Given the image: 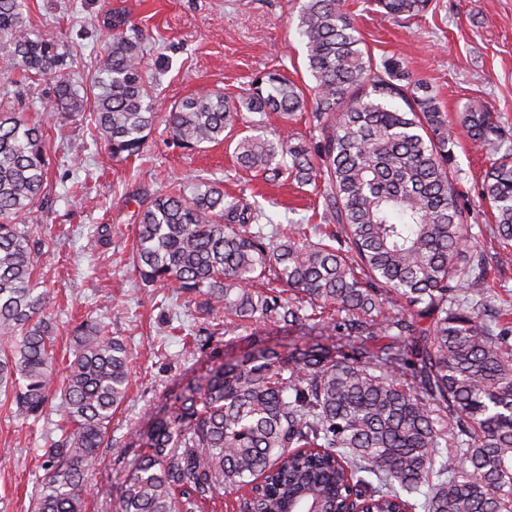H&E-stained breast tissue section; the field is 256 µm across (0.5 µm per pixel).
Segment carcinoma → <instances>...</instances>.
Segmentation results:
<instances>
[{
  "label": "carcinoma",
  "mask_w": 512,
  "mask_h": 512,
  "mask_svg": "<svg viewBox=\"0 0 512 512\" xmlns=\"http://www.w3.org/2000/svg\"><path fill=\"white\" fill-rule=\"evenodd\" d=\"M429 2L376 0L392 19L417 17ZM26 11V0H0V49L28 71L60 74L70 63L57 38L33 32ZM103 24L112 42L94 121L112 156L137 157L161 103L128 19ZM296 32L310 93L271 69L237 102L207 91L162 116L178 145L198 150L223 143L243 108L288 120L307 113L309 140L245 135L234 155L267 181L313 187L322 212L312 241L296 224L265 234L258 202L217 184L142 207L133 271L201 315L224 317V332L247 346L236 363L211 369L205 387L175 395L125 474L115 512H203L258 480L270 494L244 502L249 512H328L342 489L379 512H512V297L488 299L492 271L512 261V130L484 107L457 117L489 160L479 195L493 218V265L463 246L472 215L432 88L403 60H376L339 0H303ZM58 106L77 107L64 78ZM46 141L44 126L0 111V394L24 422L49 409L60 416L33 512H86L99 450L127 398L130 355L123 339L83 321L65 383L53 386L50 297L34 280L42 241L16 223L47 182ZM260 318L321 324L350 347L257 348L242 331Z\"/></svg>",
  "instance_id": "1"
}]
</instances>
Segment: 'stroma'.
I'll list each match as a JSON object with an SVG mask.
<instances>
[{"instance_id": "obj_1", "label": "stroma", "mask_w": 512, "mask_h": 512, "mask_svg": "<svg viewBox=\"0 0 512 512\" xmlns=\"http://www.w3.org/2000/svg\"><path fill=\"white\" fill-rule=\"evenodd\" d=\"M299 8V0H28L34 28L56 33L71 58L83 102L47 119L51 167L28 219L46 243L36 258L35 277L51 292L55 348L65 353L73 327L86 317L106 323L130 348L132 380L112 419V440L99 451L96 489L119 490L142 435L170 415L175 393L200 382L212 365L241 356L221 333L187 353V343L204 325L199 314L175 289L156 292L132 271L131 244L142 202L205 182L221 184L231 195L257 198L279 228L309 227L322 208L310 188L290 180L267 184L239 176L228 145L181 148L161 123L137 158L117 159L95 148V78L109 43L102 20L121 13L135 26L144 46V74L167 103L201 90L237 100L256 75L269 69L310 83L296 33ZM342 9L375 57H403L413 77L432 86L449 119L474 104L497 112L512 128V0H432L423 17L410 21L381 18L368 0H342ZM55 86L51 77L27 76L0 51V90H9L10 102L26 118L45 119ZM78 142L85 146L80 156L71 151ZM454 152L458 174L470 190L466 204L474 213L473 243L494 252L488 209L473 191L487 164L466 140H459ZM100 224L110 225L112 234L88 251L87 240ZM249 331L259 345L286 354L312 329L261 319ZM56 421L51 415L35 424L23 422L0 401V512H31L30 496L45 474L42 449Z\"/></svg>"}]
</instances>
